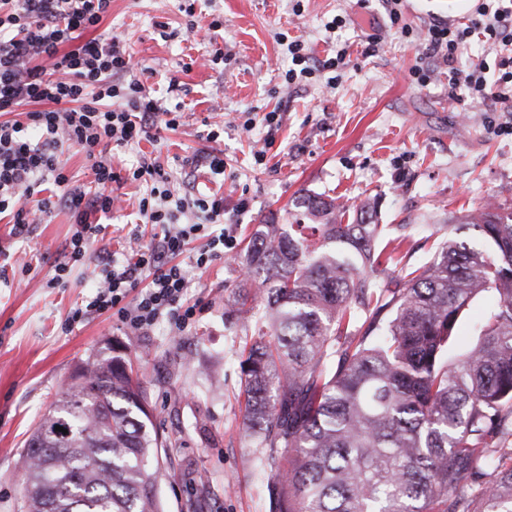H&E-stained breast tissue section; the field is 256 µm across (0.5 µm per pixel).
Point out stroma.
<instances>
[{
  "mask_svg": "<svg viewBox=\"0 0 512 512\" xmlns=\"http://www.w3.org/2000/svg\"><path fill=\"white\" fill-rule=\"evenodd\" d=\"M112 0L95 28L66 43L74 50L99 36H115L151 73L152 94L167 108H180L176 129L111 155L121 176L112 214L91 215L101 224L86 261L101 249L129 250V233L155 241L159 227L143 223V182L129 179L143 157H156L172 175L171 188L220 193L224 224L244 248L256 224H285L302 193L325 194L339 203L374 206L375 223L408 224L400 248L407 266L424 263L432 240L427 225L453 226L486 203L512 211V134L499 132L511 112H487L470 100L448 98V68L436 67L421 87L410 71L420 54L409 39L390 31L382 0ZM474 0H406L403 20L413 28L431 19L463 20ZM342 17L341 27L327 24ZM195 32H188V24ZM380 35L374 53L368 38ZM311 59L345 50L335 87L327 72L287 84L290 41ZM223 61H214L216 51ZM278 112L281 125L265 147L262 117ZM253 123L245 131L244 123ZM217 141H209L210 132ZM224 153V172L190 170L203 151ZM263 160H256V152ZM247 209H237L239 198ZM0 218V512H21V454L39 419L48 413L75 369L107 341L119 342L148 396L162 441L158 492L162 512H270L261 464L268 451L256 447L243 428L240 362L250 342L242 326H226L224 305L241 279L240 258H221L208 268L192 260L200 241L190 242L179 261L196 308L187 335L174 336L168 321L133 331L104 313L66 328L71 310L90 295L92 281L74 268L67 287L46 282L75 231L63 209L43 214L32 239L11 234Z\"/></svg>",
  "mask_w": 512,
  "mask_h": 512,
  "instance_id": "stroma-1",
  "label": "stroma"
}]
</instances>
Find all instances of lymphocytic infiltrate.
Returning a JSON list of instances; mask_svg holds the SVG:
<instances>
[{
    "label": "lymphocytic infiltrate",
    "mask_w": 512,
    "mask_h": 512,
    "mask_svg": "<svg viewBox=\"0 0 512 512\" xmlns=\"http://www.w3.org/2000/svg\"><path fill=\"white\" fill-rule=\"evenodd\" d=\"M112 0H0V112L26 108L25 121L0 122V215L12 217V232L26 238L38 214L68 210L77 226L48 280L65 286L74 267L83 265L91 242L102 227L90 223L94 212L111 213L118 202L112 193L120 176L112 169V149L141 141H157L162 131L179 124L178 112L163 106L134 75L133 55L115 37L93 39L76 50L62 46L75 32L99 25ZM390 24L401 36L419 43L424 64L414 65L419 86L430 81L432 64H454L460 49L475 35L490 46H512V0H479L464 23L442 19L416 31L402 22V0H384ZM500 76L488 83L484 65L455 72L448 97L466 95L476 102L494 100L512 108V55L498 62ZM77 149L91 163L95 190L74 185L63 156ZM147 193L139 204L143 223L160 226L157 242L132 248L119 258L104 251L95 275V291L73 308L69 324L112 313L127 327L143 331L168 320L178 334L191 327L195 311L185 297L190 282L176 256L194 239L207 243L194 256L207 268L233 251L229 234L205 236L210 225L224 221L222 195L174 198L170 174L158 159L143 158L131 174ZM52 184L53 194L39 197Z\"/></svg>",
    "instance_id": "f902f5d3"
}]
</instances>
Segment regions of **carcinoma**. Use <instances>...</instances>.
<instances>
[{"label":"carcinoma","instance_id":"carcinoma-1","mask_svg":"<svg viewBox=\"0 0 512 512\" xmlns=\"http://www.w3.org/2000/svg\"><path fill=\"white\" fill-rule=\"evenodd\" d=\"M295 208L308 223L258 225L224 311L245 323L267 298L241 388L272 512H450L466 474L478 482L462 502L512 512V212L471 215L381 288L402 259L368 205L304 193ZM478 298L488 317L462 347ZM159 448L144 387L100 350L21 455L23 512H162Z\"/></svg>","mask_w":512,"mask_h":512}]
</instances>
